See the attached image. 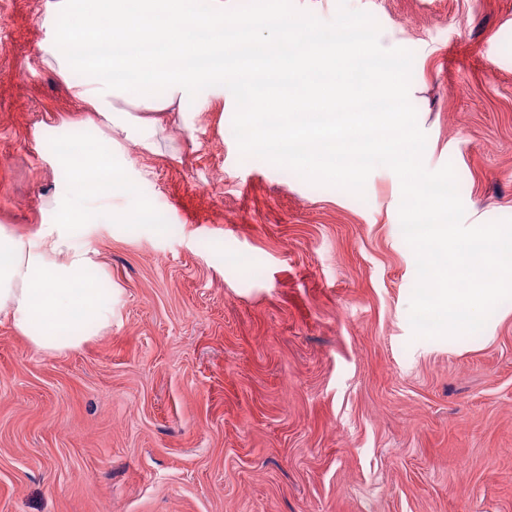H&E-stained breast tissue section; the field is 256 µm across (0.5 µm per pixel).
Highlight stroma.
I'll return each mask as SVG.
<instances>
[{
	"label": "stroma",
	"mask_w": 512,
	"mask_h": 512,
	"mask_svg": "<svg viewBox=\"0 0 512 512\" xmlns=\"http://www.w3.org/2000/svg\"><path fill=\"white\" fill-rule=\"evenodd\" d=\"M275 6L395 42L427 182L457 223L512 233V0ZM45 8L0 0V226L21 235L66 186L51 134L87 127L41 62ZM203 96L159 150L122 143L162 221L82 237L111 329L39 352L0 320V512H512V300L419 336L399 169L349 189L266 161L243 96Z\"/></svg>",
	"instance_id": "35a3bbf8"
}]
</instances>
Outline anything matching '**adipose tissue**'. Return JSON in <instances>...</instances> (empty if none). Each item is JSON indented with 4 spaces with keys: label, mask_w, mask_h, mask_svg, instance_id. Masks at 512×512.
Wrapping results in <instances>:
<instances>
[{
    "label": "adipose tissue",
    "mask_w": 512,
    "mask_h": 512,
    "mask_svg": "<svg viewBox=\"0 0 512 512\" xmlns=\"http://www.w3.org/2000/svg\"><path fill=\"white\" fill-rule=\"evenodd\" d=\"M246 28L248 63L224 66L231 55L226 24ZM48 37L41 60L90 113L99 135L93 149L72 146L55 152L68 181L55 196V223L25 236L0 227V319L39 351L80 346L83 325L112 326V296L99 286L100 267L80 236L92 224H108L115 211L136 213L123 197L124 168L115 152L133 139L158 148L159 116L182 112L208 87L247 91L280 78V120L259 124L246 113L249 147L266 160H282L321 176L353 184L359 161L349 141L363 136L374 160L400 168L422 229L412 244L419 253L436 249L444 260L433 267L438 288L429 314L435 327L455 335L479 327L487 308L512 286V239L475 224L461 228L448 216L447 195L420 194L419 124L407 112L405 91L388 70L365 90L352 76L372 56L396 54L381 35L325 37L321 28L277 14L227 19L223 0L200 12L197 0H48L43 17ZM96 30L100 48L76 45L80 31ZM392 103L389 112H360L362 97ZM315 107L322 122L308 119Z\"/></svg>",
    "instance_id": "adipose-tissue-1"
}]
</instances>
